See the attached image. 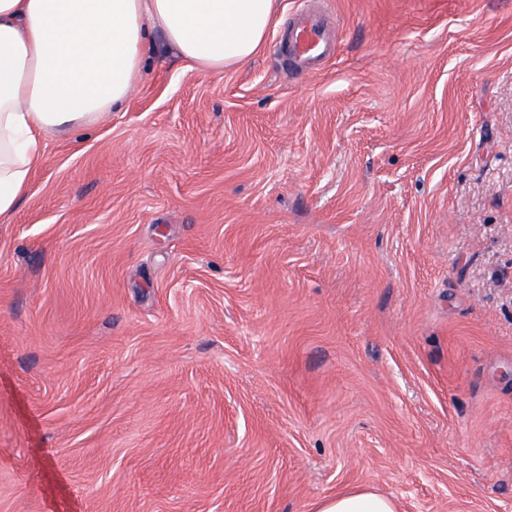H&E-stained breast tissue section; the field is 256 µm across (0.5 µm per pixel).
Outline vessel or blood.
I'll list each match as a JSON object with an SVG mask.
<instances>
[{
    "instance_id": "1",
    "label": "vessel or blood",
    "mask_w": 512,
    "mask_h": 512,
    "mask_svg": "<svg viewBox=\"0 0 512 512\" xmlns=\"http://www.w3.org/2000/svg\"><path fill=\"white\" fill-rule=\"evenodd\" d=\"M280 40L287 48L285 65L308 75L320 71L335 54V44L327 36L324 14L307 5L281 30Z\"/></svg>"
}]
</instances>
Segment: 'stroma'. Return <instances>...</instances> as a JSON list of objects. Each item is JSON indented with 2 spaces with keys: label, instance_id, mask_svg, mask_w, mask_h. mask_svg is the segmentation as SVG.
<instances>
[{
  "label": "stroma",
  "instance_id": "obj_1",
  "mask_svg": "<svg viewBox=\"0 0 512 512\" xmlns=\"http://www.w3.org/2000/svg\"><path fill=\"white\" fill-rule=\"evenodd\" d=\"M280 0L46 136L0 220V512H512V0ZM279 36L287 48L284 63L295 71L313 75L335 55L324 14L307 4L294 14ZM313 512H397L395 500L374 489L359 488L314 503Z\"/></svg>",
  "mask_w": 512,
  "mask_h": 512
}]
</instances>
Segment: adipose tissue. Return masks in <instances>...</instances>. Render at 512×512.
<instances>
[{"label":"adipose tissue","mask_w":512,"mask_h":512,"mask_svg":"<svg viewBox=\"0 0 512 512\" xmlns=\"http://www.w3.org/2000/svg\"><path fill=\"white\" fill-rule=\"evenodd\" d=\"M277 0H0V218L41 158L43 135L90 127L126 102L154 32L200 71L219 74L262 47ZM313 512H397L359 488Z\"/></svg>","instance_id":"obj_1"}]
</instances>
